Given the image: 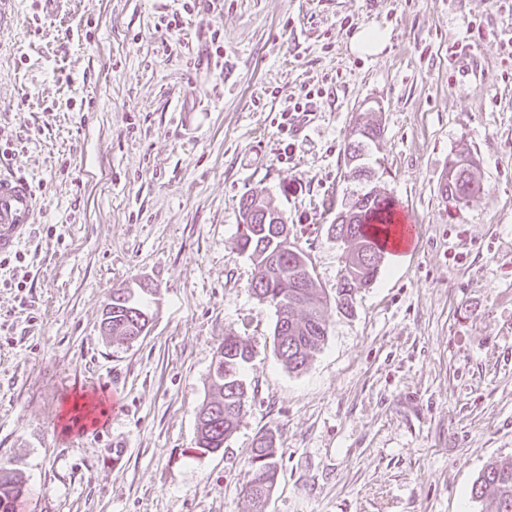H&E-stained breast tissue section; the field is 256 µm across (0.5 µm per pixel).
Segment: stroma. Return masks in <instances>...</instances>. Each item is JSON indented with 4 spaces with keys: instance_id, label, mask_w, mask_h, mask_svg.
<instances>
[{
    "instance_id": "obj_1",
    "label": "stroma",
    "mask_w": 512,
    "mask_h": 512,
    "mask_svg": "<svg viewBox=\"0 0 512 512\" xmlns=\"http://www.w3.org/2000/svg\"><path fill=\"white\" fill-rule=\"evenodd\" d=\"M366 27L382 52L352 50ZM462 45L481 80L455 66ZM375 103L379 187L421 231L352 313L328 309L323 348L291 372L237 246L240 202L265 195L334 294L345 143ZM463 149L481 193L455 210L441 187ZM0 173L38 197L24 261L0 267V465L26 484L21 512H251L265 433L266 512H486L472 484L512 458V0H18ZM140 281L153 320L112 340L104 305ZM228 335L253 349L249 398L204 453L195 414ZM81 396L101 423L69 421ZM250 459L251 477L247 482L246 495L252 503L253 512H263L278 476V460L272 435L263 434L257 440Z\"/></svg>"
}]
</instances>
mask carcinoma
Masks as SVG:
<instances>
[{
	"mask_svg": "<svg viewBox=\"0 0 512 512\" xmlns=\"http://www.w3.org/2000/svg\"><path fill=\"white\" fill-rule=\"evenodd\" d=\"M361 134H349L345 144L348 167L356 170L353 189L345 204V215L339 226H347V241L353 250L345 258L344 271L336 284L334 302L343 313L353 311L356 293L377 276L385 252L381 236L387 234L394 201L382 191L370 188L374 178L369 163L372 146L383 135V128L371 112L362 113ZM477 159L470 152L460 151L448 161V177L441 188L445 197L458 200V209L477 202L479 186L474 179ZM276 211L260 194L244 198L240 206L238 245L253 262L254 294L273 306L277 316L274 328V348L281 363L290 371H302L310 364L327 337V307L325 294L315 287L301 292L294 287L296 272L295 247L271 233L266 215ZM153 293L145 284L132 293L126 288H114L110 295L112 310L108 323L101 325L106 336L115 340L136 339L146 318L153 316L143 296ZM252 358L249 343L239 336H226L216 350L211 394L196 412V447L205 452H218L234 433L244 410L236 407L248 398L249 388L242 370ZM251 477L246 495L253 512H263L278 476V460L273 437L262 435L251 451ZM23 482L9 469L0 466V512H16V504L24 494ZM471 497L489 503L493 512H512V459L495 460L478 475L471 488Z\"/></svg>",
	"mask_w": 512,
	"mask_h": 512,
	"instance_id": "cac0c4a2",
	"label": "carcinoma"
}]
</instances>
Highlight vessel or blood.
Instances as JSON below:
<instances>
[{
  "label": "vessel or blood",
  "instance_id": "vessel-or-blood-1",
  "mask_svg": "<svg viewBox=\"0 0 512 512\" xmlns=\"http://www.w3.org/2000/svg\"><path fill=\"white\" fill-rule=\"evenodd\" d=\"M36 207V192L26 180L0 175V254L22 241Z\"/></svg>",
  "mask_w": 512,
  "mask_h": 512
}]
</instances>
